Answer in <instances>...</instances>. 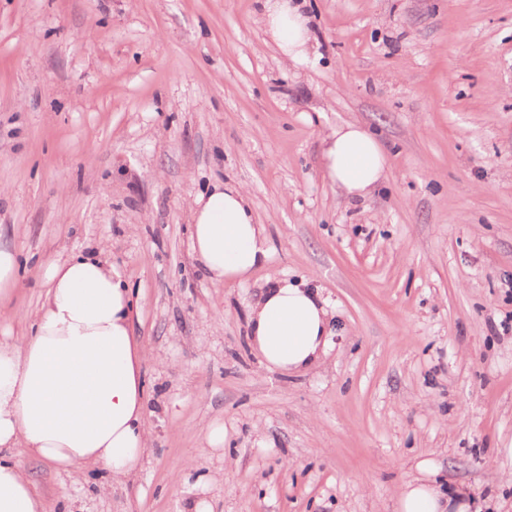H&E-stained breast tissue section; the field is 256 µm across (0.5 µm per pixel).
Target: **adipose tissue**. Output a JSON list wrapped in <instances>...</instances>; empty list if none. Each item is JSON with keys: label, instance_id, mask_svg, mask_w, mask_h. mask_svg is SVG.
<instances>
[{"label": "adipose tissue", "instance_id": "ef3b65f1", "mask_svg": "<svg viewBox=\"0 0 512 512\" xmlns=\"http://www.w3.org/2000/svg\"><path fill=\"white\" fill-rule=\"evenodd\" d=\"M309 19L295 0H264L265 34L283 60L306 61ZM327 177L347 198L383 180L388 157L368 130L346 123L323 138ZM196 260L216 284L247 281L271 247L239 185L217 182L190 204ZM47 293L31 335L0 340V512H44L28 473L7 454L68 470L97 466L132 477L149 446L142 366L149 350L132 328L133 294L105 251L73 254L46 270ZM332 316L320 291L271 280L248 314V340L263 367L296 374L326 356ZM402 485L398 512H483L470 487L444 488L428 461Z\"/></svg>", "mask_w": 512, "mask_h": 512}]
</instances>
